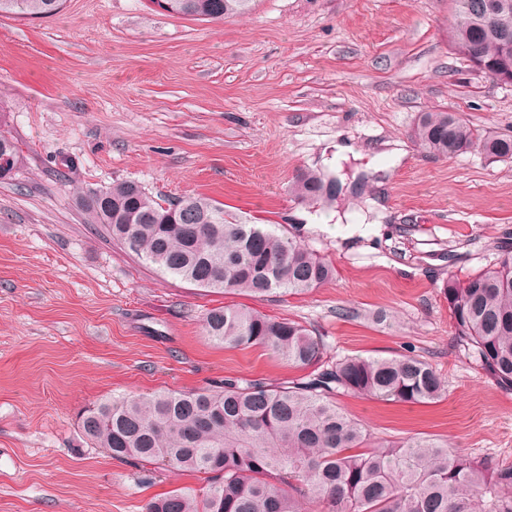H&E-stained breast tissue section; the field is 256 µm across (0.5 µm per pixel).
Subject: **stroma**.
Segmentation results:
<instances>
[{
	"label": "stroma",
	"instance_id": "35a3bbf8",
	"mask_svg": "<svg viewBox=\"0 0 512 512\" xmlns=\"http://www.w3.org/2000/svg\"><path fill=\"white\" fill-rule=\"evenodd\" d=\"M453 9L254 0L198 21L150 0H66L50 18L0 17V133L23 151L0 181V512H145L204 488L200 474L110 458L80 421L113 396L295 377L265 348L204 335V314L228 304L301 322L331 361L419 355L446 382L441 401L337 404L374 439L426 436L512 465V391L460 354L441 294L449 274L512 254V160L437 158L411 137L420 113L440 111L512 134V86L455 53ZM340 144L353 155L336 158ZM303 172L338 177L335 199L298 200ZM126 180L297 235L336 276L266 301L163 275L80 205Z\"/></svg>",
	"mask_w": 512,
	"mask_h": 512
}]
</instances>
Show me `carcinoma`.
<instances>
[{"label": "carcinoma", "mask_w": 512, "mask_h": 512, "mask_svg": "<svg viewBox=\"0 0 512 512\" xmlns=\"http://www.w3.org/2000/svg\"><path fill=\"white\" fill-rule=\"evenodd\" d=\"M64 0H0V16L48 18ZM167 13L222 20L250 10L253 0H163ZM482 0H455L451 43L475 51L494 68L505 54L495 37L512 35V0L481 16ZM424 151L448 158L477 148L512 159V135L482 133L455 112H424L413 128ZM337 181L302 174L304 200H331ZM88 222L100 224L124 249L164 275L199 288L273 299L328 283L336 270L324 257L265 224H248L201 196L160 202L123 181L81 197ZM443 298L465 359L512 390V257L458 278ZM202 328L230 347L266 348L306 374L278 385L226 378L190 391L117 396L81 417L82 436L118 460L153 462L176 473L206 475L207 489L179 488L146 512H512V465L452 456L428 437L370 446L371 434L336 405L355 394L426 404L446 396L440 374L410 353L323 360V343L303 324L256 310L213 308Z\"/></svg>", "instance_id": "carcinoma-1"}]
</instances>
